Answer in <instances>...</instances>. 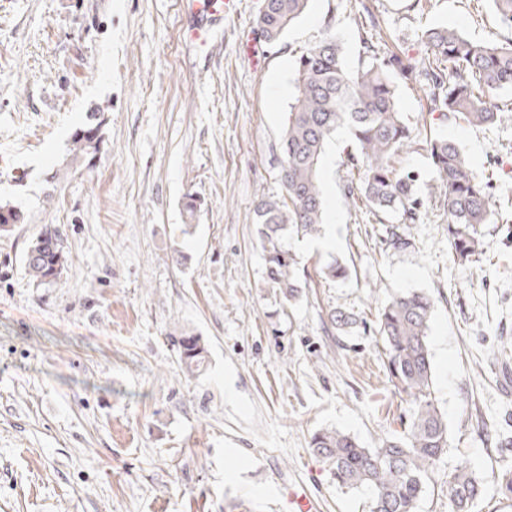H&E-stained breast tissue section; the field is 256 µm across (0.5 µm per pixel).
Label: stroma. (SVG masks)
<instances>
[{
  "label": "stroma",
  "instance_id": "stroma-1",
  "mask_svg": "<svg viewBox=\"0 0 512 512\" xmlns=\"http://www.w3.org/2000/svg\"><path fill=\"white\" fill-rule=\"evenodd\" d=\"M260 5L233 0L223 28L194 40L186 0H0V203L25 215L0 234V512H280L290 484L318 512H367L309 442L323 428L366 447L403 431L410 403L376 332L382 300L402 290L435 302L433 391L448 420L419 512H448L464 456L488 482L474 512H512L492 483L512 468V355L491 354L512 341V121H434L423 79L399 88L411 123L458 142L492 184L470 266L454 259L416 146L398 158L428 201L413 224L355 207L342 190L348 140L328 146L322 232L286 239L304 283L296 300L266 280L255 214L282 193L293 64L308 46L335 36L351 69L373 24L416 61L428 28L487 41L512 27L489 0H311L269 46L254 34ZM96 107L106 123L90 165L71 136ZM189 196L201 204L192 218ZM49 225L69 263L39 286L22 257ZM334 260L345 279L323 278ZM335 312L348 325L333 327ZM183 332L208 349L194 377L173 351Z\"/></svg>",
  "mask_w": 512,
  "mask_h": 512
}]
</instances>
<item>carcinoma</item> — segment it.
Returning a JSON list of instances; mask_svg holds the SVG:
<instances>
[{
  "label": "carcinoma",
  "instance_id": "carcinoma-1",
  "mask_svg": "<svg viewBox=\"0 0 512 512\" xmlns=\"http://www.w3.org/2000/svg\"><path fill=\"white\" fill-rule=\"evenodd\" d=\"M308 6L309 0H262L254 33L275 44ZM380 40L378 30L360 38L362 52L353 70L345 67L334 36L315 42L294 61L293 103L281 136L284 194L262 199L256 206L267 280L288 300L299 295L300 276L281 240L290 231L303 237L321 233L320 167L337 130L349 134L347 162L358 172V182L345 185L352 203L363 200L376 216L397 214L410 223L425 207L415 191V174L396 162V156L414 143L413 129L399 109L397 81L409 78L416 67L397 54L381 56ZM422 42L420 73L426 80L429 111L471 127L512 119V106L497 98L500 91L512 89V37L478 43L448 27L424 32ZM103 122V113L96 110L74 133L73 151L83 159L95 158L92 133L101 132ZM422 146L440 184L451 249L460 263H472L482 254L479 227L490 223L492 216L489 183L476 179L469 156L455 141L431 135ZM23 221L15 207L0 204V233ZM67 262L60 234L50 227L23 256L26 273L40 285L55 283ZM433 307L424 293L400 291L386 298L378 312L377 333L387 374L411 401L406 431L382 438L372 448L337 429L319 430L310 440L313 453L340 488L368 495V512H417L432 474L448 452V421L432 397L428 331ZM172 342L183 370L192 376L200 373L208 354L202 337L190 334ZM485 489V479L470 462L459 461L448 474V512H470Z\"/></svg>",
  "mask_w": 512,
  "mask_h": 512
}]
</instances>
